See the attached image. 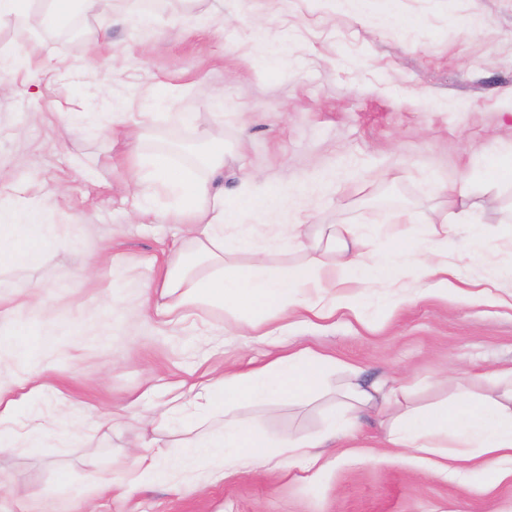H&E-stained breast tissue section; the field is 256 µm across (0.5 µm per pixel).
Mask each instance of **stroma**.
Segmentation results:
<instances>
[{
  "instance_id": "1",
  "label": "stroma",
  "mask_w": 512,
  "mask_h": 512,
  "mask_svg": "<svg viewBox=\"0 0 512 512\" xmlns=\"http://www.w3.org/2000/svg\"><path fill=\"white\" fill-rule=\"evenodd\" d=\"M149 10L143 28L128 14ZM112 26L75 15L69 26L28 29L0 21V55L48 59L51 69L0 70V207L37 198L63 240L39 261L0 266V339L18 344L25 376L53 368L51 389L31 406L69 418L41 448L0 454V512H512V479L488 488L434 477L379 445V416L351 428L318 475L293 468L219 476L203 493H177L166 481L130 482L131 453L161 446L160 472L179 463V425L162 415L172 383L209 367L245 371L266 358L240 320L200 310L196 322L162 327L138 304L180 236L158 198L138 217L125 190L133 151L173 149L193 165L201 129L224 140L226 192L244 176L300 212L307 234L321 224H357L371 250L395 249L403 287L368 291L360 313L290 319L283 349L308 347L335 358L336 386L347 367L371 385H406L411 406L446 399L456 388L479 394L488 372L512 370V307L496 298L442 291L419 277V224L448 219L446 189L467 177L479 223L495 234L458 271L460 280L512 281V181L488 182L483 164L512 143V0H112ZM85 36L73 40L74 29ZM165 94L164 112L143 116L142 102ZM85 112L91 124L64 123ZM173 112H192L190 124ZM142 125L131 146L125 129ZM251 251L281 268L304 261L279 239V226L250 219ZM112 263L88 275L93 253ZM138 399L150 426L112 428L104 413ZM271 437L316 434L341 408L270 400L238 408ZM117 485L100 492L104 478Z\"/></svg>"
}]
</instances>
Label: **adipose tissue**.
Instances as JSON below:
<instances>
[{
  "mask_svg": "<svg viewBox=\"0 0 512 512\" xmlns=\"http://www.w3.org/2000/svg\"><path fill=\"white\" fill-rule=\"evenodd\" d=\"M103 0H0V19L31 21L42 27L65 26L78 11L95 14L101 28L110 19L102 10ZM207 174L195 168L175 165L170 153L160 150L136 158L137 211L154 209L158 193L170 200L168 214L183 225L184 235L158 274L142 288V307L154 312L163 324L186 322L194 310L218 306L243 320L254 342L269 343L279 330V322L294 316L328 319L336 311L352 307L347 295H336V286L353 283L361 288H392L398 281L394 251L370 252L353 225L331 224L324 241L305 245L300 225L286 224L282 232L289 246L308 253L300 265L281 270L270 268L261 256L242 265L233 255L235 246L224 243L227 227L244 223L255 215L278 216L281 197L271 195L266 186L251 177L243 178L234 196L224 194L216 180L224 169V143L209 141ZM460 199L453 223L417 229V239L426 253L417 265L421 276H455L457 263L448 259V236L465 228L474 243H484L488 231L476 224L467 181L449 189ZM47 213L40 200L28 199L13 209L0 210V262L29 264L40 259L49 247ZM334 364L328 358L302 348L274 355L268 362L247 372H204L199 381L178 384L167 403L166 413L180 417L186 437L180 443L184 469L177 490L204 489L212 473L199 470L198 460L213 450H229L227 475L259 472L270 466L324 470L326 449L335 447L345 433L329 426L318 435L288 434L270 438L235 410L243 403L272 398L302 404L327 395L326 376ZM42 367L31 376L18 379L0 377V452L15 448H40L51 436V427L38 417L21 418L39 380L48 376ZM404 385L364 388L357 373L337 389L336 397L353 420H360L372 402H381L385 415L379 425L384 445L404 448L411 460L431 474L461 477L471 485L494 476L512 478V384L481 398L456 391L444 404L431 408H401ZM223 416L220 440L199 431L194 410Z\"/></svg>",
  "mask_w": 512,
  "mask_h": 512,
  "instance_id": "obj_1",
  "label": "adipose tissue"
}]
</instances>
